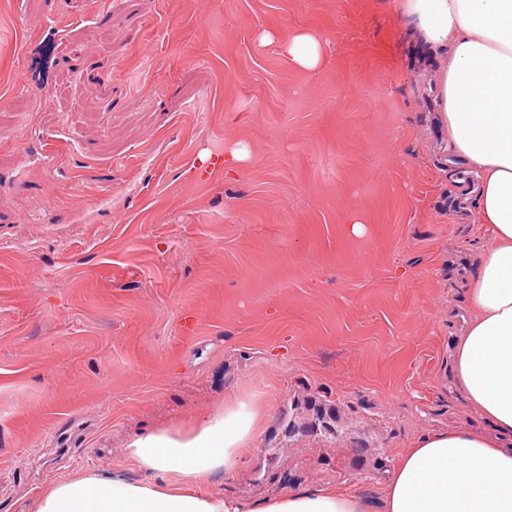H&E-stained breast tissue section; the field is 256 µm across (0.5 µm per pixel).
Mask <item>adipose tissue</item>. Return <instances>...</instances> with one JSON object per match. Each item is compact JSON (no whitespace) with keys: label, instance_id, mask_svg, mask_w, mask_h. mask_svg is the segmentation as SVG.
I'll list each match as a JSON object with an SVG mask.
<instances>
[{"label":"adipose tissue","instance_id":"1","mask_svg":"<svg viewBox=\"0 0 512 512\" xmlns=\"http://www.w3.org/2000/svg\"><path fill=\"white\" fill-rule=\"evenodd\" d=\"M394 16L448 57L438 87L448 143L479 181L475 221L491 225L466 294L469 322L456 345V378L495 433L468 427L430 433L399 456L385 512H512V0H390ZM297 70L324 64V38L269 32ZM266 409L239 391L192 422L135 436L127 448L140 474L80 472L48 483L40 512H365L357 493L291 491L243 501L214 493L234 477L263 433Z\"/></svg>","mask_w":512,"mask_h":512}]
</instances>
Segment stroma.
Wrapping results in <instances>:
<instances>
[{"mask_svg": "<svg viewBox=\"0 0 512 512\" xmlns=\"http://www.w3.org/2000/svg\"><path fill=\"white\" fill-rule=\"evenodd\" d=\"M302 27L320 71L259 41ZM446 61L388 0H0V512L239 389L266 430L213 489L246 501L383 512L416 437L491 434L452 370L493 241L448 209Z\"/></svg>", "mask_w": 512, "mask_h": 512, "instance_id": "stroma-1", "label": "stroma"}]
</instances>
